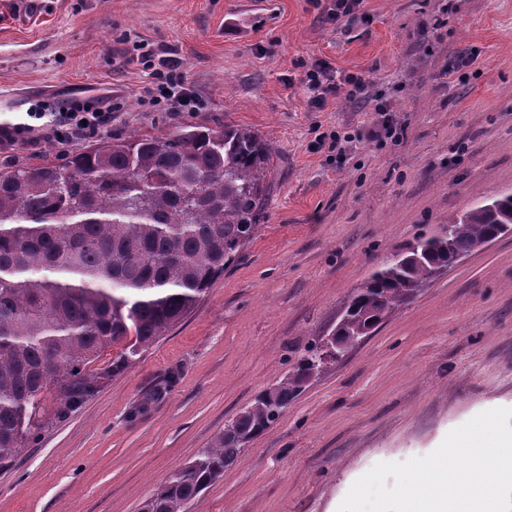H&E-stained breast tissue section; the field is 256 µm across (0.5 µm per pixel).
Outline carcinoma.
<instances>
[{"label":"carcinoma","instance_id":"1","mask_svg":"<svg viewBox=\"0 0 512 512\" xmlns=\"http://www.w3.org/2000/svg\"><path fill=\"white\" fill-rule=\"evenodd\" d=\"M271 146L254 130L185 125L112 138L36 168H0V461L22 455L47 409L82 405L193 311L264 219ZM512 230V191L388 256L354 291L346 349L456 259ZM112 363L91 364L115 344ZM319 344L235 427L176 471L144 512H186L320 375Z\"/></svg>","mask_w":512,"mask_h":512}]
</instances>
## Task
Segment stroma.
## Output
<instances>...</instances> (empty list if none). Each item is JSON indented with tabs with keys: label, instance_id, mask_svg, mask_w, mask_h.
<instances>
[{
	"label": "stroma",
	"instance_id": "1",
	"mask_svg": "<svg viewBox=\"0 0 512 512\" xmlns=\"http://www.w3.org/2000/svg\"><path fill=\"white\" fill-rule=\"evenodd\" d=\"M0 0V123L37 102L112 104L108 135L186 124L251 128L271 145L265 219L197 308L22 456L0 464V512H142L225 423L327 336L386 256L512 190V0ZM476 50L451 75V56ZM319 60L366 99L309 102ZM176 72L198 98L146 92ZM382 98L385 111L374 109ZM398 129L387 136V126ZM89 139L0 145V167L65 159ZM512 408V231L428 283L255 436L190 512H338L380 462L434 451ZM153 76V85L149 88V93L152 96L160 98L176 112H195L197 110L198 99L184 87L181 78L163 73H155ZM165 90H168V93H165Z\"/></svg>",
	"mask_w": 512,
	"mask_h": 512
}]
</instances>
